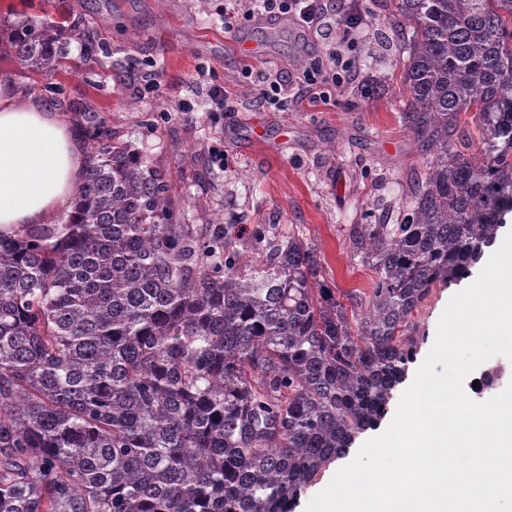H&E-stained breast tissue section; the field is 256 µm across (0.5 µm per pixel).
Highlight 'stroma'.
<instances>
[{
    "label": "stroma",
    "instance_id": "35a3bbf8",
    "mask_svg": "<svg viewBox=\"0 0 512 512\" xmlns=\"http://www.w3.org/2000/svg\"><path fill=\"white\" fill-rule=\"evenodd\" d=\"M364 26L341 48L355 74L329 103H290L280 112L257 97L261 72L297 76L326 51L293 18L255 14L224 29V0H0V19H59L80 13V34L65 33L69 66L38 87L10 59L0 74L27 95L64 113L73 130L97 123L130 143L159 172L181 204L184 224H274L311 240L335 294L365 291L371 271L348 250V233L365 211L394 223L397 207L426 151L401 119L404 52L364 0ZM251 76H244V68ZM159 91L146 90L149 73ZM222 87L232 112H214ZM436 289L420 315L414 381L439 319L457 292L479 276Z\"/></svg>",
    "mask_w": 512,
    "mask_h": 512
}]
</instances>
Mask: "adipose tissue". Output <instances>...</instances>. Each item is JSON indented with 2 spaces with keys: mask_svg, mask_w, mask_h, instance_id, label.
<instances>
[{
  "mask_svg": "<svg viewBox=\"0 0 512 512\" xmlns=\"http://www.w3.org/2000/svg\"><path fill=\"white\" fill-rule=\"evenodd\" d=\"M85 164L61 114L18 105L10 77L0 75V233L69 210Z\"/></svg>",
  "mask_w": 512,
  "mask_h": 512,
  "instance_id": "1",
  "label": "adipose tissue"
}]
</instances>
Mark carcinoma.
Here are the masks:
<instances>
[{"instance_id":"obj_1","label":"carcinoma","mask_w":512,"mask_h":512,"mask_svg":"<svg viewBox=\"0 0 512 512\" xmlns=\"http://www.w3.org/2000/svg\"><path fill=\"white\" fill-rule=\"evenodd\" d=\"M385 7L428 155L396 223L350 232L366 292L336 298L294 232L177 223L166 182L98 125L67 221L0 234V512H293L377 426L434 288L512 212V0ZM81 25L4 23V54L52 78ZM465 112L476 144L449 140Z\"/></svg>"}]
</instances>
